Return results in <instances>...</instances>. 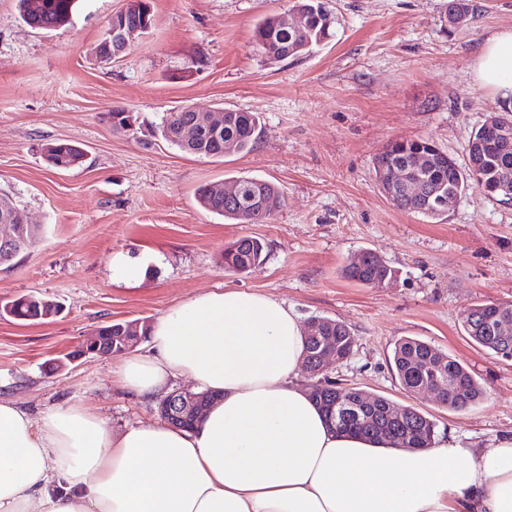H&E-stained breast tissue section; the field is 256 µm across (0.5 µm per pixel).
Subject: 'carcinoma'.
Returning <instances> with one entry per match:
<instances>
[{
    "label": "carcinoma",
    "instance_id": "1",
    "mask_svg": "<svg viewBox=\"0 0 512 512\" xmlns=\"http://www.w3.org/2000/svg\"><path fill=\"white\" fill-rule=\"evenodd\" d=\"M73 8V0H37L29 7L28 0H18L21 19L30 27L55 30L65 26ZM290 9L297 10L304 21V36L297 38L282 21L281 15L273 14L261 19L255 26L254 37L258 51L270 61L296 58L310 52L332 36L335 19L326 8L323 0H292ZM195 116L183 109L168 112L161 123L150 130L154 137L190 154L221 158L226 154L250 151L260 134V118L253 112L234 109L224 110V128L219 132L206 131L192 148L183 146L177 128L180 121ZM490 139L481 136V129L472 132L468 144V165L461 168L446 152L434 142L418 138L395 140L383 147L373 158V169L407 163L418 155L430 158L424 169L425 184L436 191L431 205L420 212L425 218L441 220L448 214V194L462 195L470 189H479L487 195L502 201H512V185L507 189L494 190L501 182L502 172L512 173V151L506 155L491 154L488 162H481L480 154L488 151ZM84 157L83 148L73 142L51 143L46 156L49 164L74 163ZM241 193L234 199L224 198V192L216 184H206L197 190V202L204 210L237 220L244 224H265L284 206L285 199L280 189L273 183L253 178H239ZM362 265L349 264L344 267L345 278L369 288L387 283L394 278L396 271L381 262L375 252L362 251ZM267 257V246L253 237L240 238L224 247V269L229 272L244 273L248 268L259 265ZM50 311L36 296H20L10 301L12 318L29 321L41 312ZM468 336L480 347L497 357L508 359L512 356V336L503 339L491 334L479 319L463 321ZM326 335L336 339L337 353L341 359L350 358L357 346L356 336L343 323L330 320ZM393 369L402 388L410 392L417 387L434 384L440 379L448 380L450 393L442 392L441 404L462 412L485 397L482 386L476 381L466 365L448 355L433 344L414 337L398 340L392 350ZM351 387L334 385L321 386L311 394V398L323 410H328L329 400L343 392L350 394ZM389 399L377 396L370 412L364 418L342 421L335 419L336 428L359 432L369 439H389L404 448H427L435 436L436 424L428 414L413 406L404 407L401 418H391L386 413Z\"/></svg>",
    "mask_w": 512,
    "mask_h": 512
}]
</instances>
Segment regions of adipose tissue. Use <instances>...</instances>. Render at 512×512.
Returning a JSON list of instances; mask_svg holds the SVG:
<instances>
[{
    "label": "adipose tissue",
    "instance_id": "ef3b65f1",
    "mask_svg": "<svg viewBox=\"0 0 512 512\" xmlns=\"http://www.w3.org/2000/svg\"><path fill=\"white\" fill-rule=\"evenodd\" d=\"M471 73L512 104V28ZM305 328L259 292L208 291L157 319L112 369L129 394H212L189 429L112 431L80 404L32 419L0 399V512H512V435L395 448L337 429L300 377Z\"/></svg>",
    "mask_w": 512,
    "mask_h": 512
}]
</instances>
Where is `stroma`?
<instances>
[{
    "mask_svg": "<svg viewBox=\"0 0 512 512\" xmlns=\"http://www.w3.org/2000/svg\"><path fill=\"white\" fill-rule=\"evenodd\" d=\"M334 35L310 56L271 63L254 26L288 0H150L152 25L119 62L93 50L125 0H76L54 31L27 26L17 0H0V194L41 233L16 264L0 266V304L23 295L59 302L41 322L0 317V398L32 416L61 403L89 407L113 430L157 420L156 403L112 381V358L69 361L110 322L156 321L200 293H265L302 321L348 325L357 350L332 379L413 406L437 436L483 441L512 433V360L475 345L463 315L512 302V202L471 189L444 221L399 210L380 193L373 156L394 139L434 141L466 166L472 131L500 111L469 65L485 39L512 27V0H474L476 17L447 29L448 0H325ZM123 108L148 123L182 107L257 113L262 134L246 153L204 158L163 139L114 133L104 114ZM71 140L86 153L67 171L42 146ZM248 177L285 195L265 224L201 209L198 187ZM252 236L264 263L226 272V244ZM370 249L395 272L380 288L342 270ZM147 266L141 283L112 280V258ZM403 337L431 342L468 366L486 395L455 412L414 396L389 358Z\"/></svg>",
    "mask_w": 512,
    "mask_h": 512,
    "instance_id": "stroma-1",
    "label": "stroma"
}]
</instances>
